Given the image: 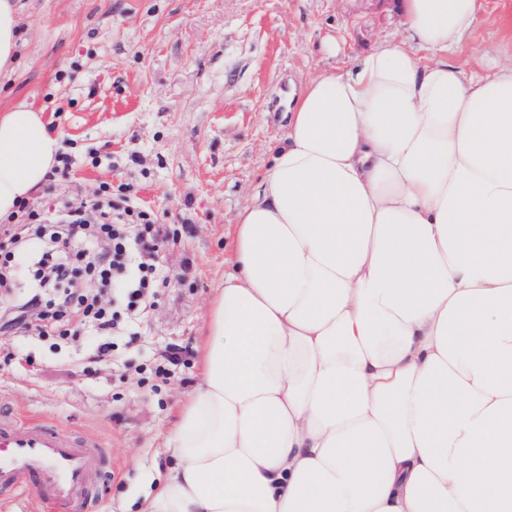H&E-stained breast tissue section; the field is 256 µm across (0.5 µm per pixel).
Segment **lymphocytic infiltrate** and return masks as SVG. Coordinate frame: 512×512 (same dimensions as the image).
I'll use <instances>...</instances> for the list:
<instances>
[{"label": "lymphocytic infiltrate", "instance_id": "obj_1", "mask_svg": "<svg viewBox=\"0 0 512 512\" xmlns=\"http://www.w3.org/2000/svg\"><path fill=\"white\" fill-rule=\"evenodd\" d=\"M90 206L99 214L98 223H84L81 209L60 200L47 215L30 211L26 223L0 225V238L22 247L36 238L48 242L33 262L36 287L25 304L10 312L11 326L64 338L70 325H87L107 337L115 329L109 310L97 294L72 287L73 278L84 276L123 290L132 308L146 306L158 288L156 217L107 190Z\"/></svg>", "mask_w": 512, "mask_h": 512}]
</instances>
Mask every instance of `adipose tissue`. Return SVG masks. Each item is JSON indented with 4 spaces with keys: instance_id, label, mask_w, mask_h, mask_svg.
Instances as JSON below:
<instances>
[{
    "instance_id": "obj_1",
    "label": "adipose tissue",
    "mask_w": 512,
    "mask_h": 512,
    "mask_svg": "<svg viewBox=\"0 0 512 512\" xmlns=\"http://www.w3.org/2000/svg\"><path fill=\"white\" fill-rule=\"evenodd\" d=\"M400 8L292 99L140 512H512V62L452 57L479 0ZM58 149L0 113V221Z\"/></svg>"
}]
</instances>
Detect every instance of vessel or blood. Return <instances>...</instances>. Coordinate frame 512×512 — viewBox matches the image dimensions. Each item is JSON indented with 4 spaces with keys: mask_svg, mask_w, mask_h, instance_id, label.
<instances>
[{
    "mask_svg": "<svg viewBox=\"0 0 512 512\" xmlns=\"http://www.w3.org/2000/svg\"><path fill=\"white\" fill-rule=\"evenodd\" d=\"M96 445L56 433L50 419L0 420V487L22 505L32 498L81 512L95 482Z\"/></svg>",
    "mask_w": 512,
    "mask_h": 512,
    "instance_id": "obj_1",
    "label": "vessel or blood"
}]
</instances>
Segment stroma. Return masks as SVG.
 <instances>
[{
	"instance_id": "obj_1",
	"label": "stroma",
	"mask_w": 512,
	"mask_h": 512,
	"mask_svg": "<svg viewBox=\"0 0 512 512\" xmlns=\"http://www.w3.org/2000/svg\"><path fill=\"white\" fill-rule=\"evenodd\" d=\"M17 66L0 75V113L26 102L41 112L71 166L46 179L32 210L103 186L159 224L166 276L154 306L128 320L114 356L97 341L66 343L0 328V405L53 417L63 433L100 440L88 512H136L161 482L167 437L198 380L195 346L211 291L221 282L226 237L286 132L285 100L317 73L404 37L399 0H16ZM512 57V0H484L456 60L475 76ZM166 364L165 377L150 376Z\"/></svg>"
}]
</instances>
